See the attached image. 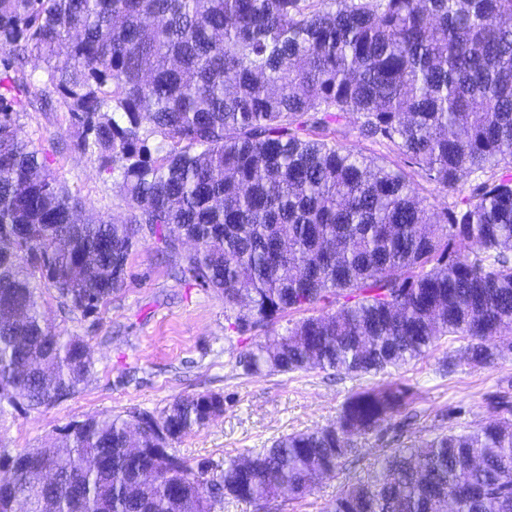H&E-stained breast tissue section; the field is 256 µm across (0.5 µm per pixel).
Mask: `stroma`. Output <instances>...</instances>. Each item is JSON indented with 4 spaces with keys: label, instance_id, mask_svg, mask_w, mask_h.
<instances>
[{
    "label": "stroma",
    "instance_id": "1",
    "mask_svg": "<svg viewBox=\"0 0 512 512\" xmlns=\"http://www.w3.org/2000/svg\"><path fill=\"white\" fill-rule=\"evenodd\" d=\"M19 123L31 148L46 157L57 181L81 198L86 213L127 221L118 186L74 149L76 130L64 109L30 111ZM178 268V258L143 233L128 258L121 290L98 313L66 315L46 297V318L87 341L94 374L79 394L56 405L5 407L0 442L12 454L41 446L76 421L135 409L157 412L176 397L216 392L224 396L223 414L173 448L189 461L219 464L243 449L267 448L280 436L335 423L346 398L373 384L370 376L330 370L243 373L236 365L242 345L225 329L223 296ZM462 345L458 337L441 338L423 358L391 371L389 381L413 393L407 408L412 423L401 428L391 421L360 438L354 469L317 480L304 499L281 494L278 512H326L349 477L371 474L384 451L443 431L470 430L492 418L512 419V356L492 367L474 368L461 360L452 371L443 370V359ZM499 396L510 400V407H493Z\"/></svg>",
    "mask_w": 512,
    "mask_h": 512
}]
</instances>
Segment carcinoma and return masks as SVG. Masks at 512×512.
Segmentation results:
<instances>
[{
    "label": "carcinoma",
    "mask_w": 512,
    "mask_h": 512,
    "mask_svg": "<svg viewBox=\"0 0 512 512\" xmlns=\"http://www.w3.org/2000/svg\"><path fill=\"white\" fill-rule=\"evenodd\" d=\"M49 90L128 223L80 219L22 137L20 114L46 111ZM348 114L404 165L336 142ZM416 176L455 200L428 210ZM142 232L171 254L192 243L183 272L224 295L239 336L336 299L242 350L247 374L377 376L444 336L473 367L511 355L512 0H0V406L47 408L90 382L87 342L48 322L43 290L70 314L106 306ZM411 400L375 383L335 423L222 465L172 448L224 412L220 393L77 421L39 448H0V512L299 500ZM450 503L512 512L511 420L391 449L328 512Z\"/></svg>",
    "instance_id": "cac0c4a2"
}]
</instances>
